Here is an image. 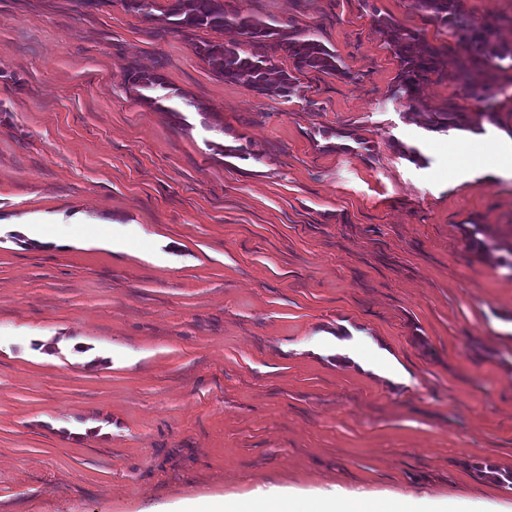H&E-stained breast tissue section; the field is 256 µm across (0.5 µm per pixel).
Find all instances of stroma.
<instances>
[{
	"label": "stroma",
	"instance_id": "obj_1",
	"mask_svg": "<svg viewBox=\"0 0 512 512\" xmlns=\"http://www.w3.org/2000/svg\"><path fill=\"white\" fill-rule=\"evenodd\" d=\"M231 3L314 34L345 75L268 97L195 54L223 32L0 0V512L260 487L512 512V172L470 162L512 161V67L482 101L431 76L430 108L499 120L430 132L391 97L375 20L448 63L462 46L411 0ZM133 66L186 94L185 125L138 99ZM77 213L125 244L27 233Z\"/></svg>",
	"mask_w": 512,
	"mask_h": 512
}]
</instances>
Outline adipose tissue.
<instances>
[{"label": "adipose tissue", "instance_id": "adipose-tissue-1", "mask_svg": "<svg viewBox=\"0 0 512 512\" xmlns=\"http://www.w3.org/2000/svg\"><path fill=\"white\" fill-rule=\"evenodd\" d=\"M173 512H457L449 504L405 498L379 502L369 497L346 498L336 490L323 491L309 499L297 494H285L260 489L250 498L248 506L222 498L184 503Z\"/></svg>", "mask_w": 512, "mask_h": 512}]
</instances>
